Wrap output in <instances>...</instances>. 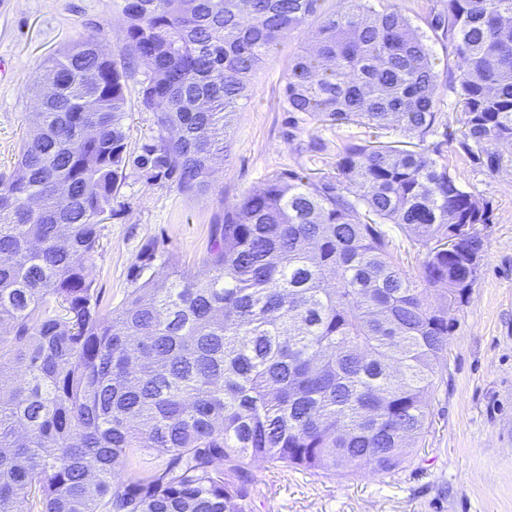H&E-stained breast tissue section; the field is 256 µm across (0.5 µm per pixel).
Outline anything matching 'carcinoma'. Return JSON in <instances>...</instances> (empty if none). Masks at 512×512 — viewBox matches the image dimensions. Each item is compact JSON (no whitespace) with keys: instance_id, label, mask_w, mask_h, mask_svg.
I'll return each instance as SVG.
<instances>
[{"instance_id":"carcinoma-1","label":"carcinoma","mask_w":512,"mask_h":512,"mask_svg":"<svg viewBox=\"0 0 512 512\" xmlns=\"http://www.w3.org/2000/svg\"><path fill=\"white\" fill-rule=\"evenodd\" d=\"M347 3L288 65L283 108L413 148L348 140L334 176L272 172L217 218L206 276L172 261L144 276L148 242L113 308L88 265L128 167L207 194L251 76L321 0L126 3L157 131L136 151L127 72L97 40L29 85L39 108L0 175V512H253L258 463L386 473L426 432L490 207L425 147L440 112L424 36L396 5ZM428 26L457 57L461 147L494 169L512 143V0H448ZM385 224L425 249L415 275ZM455 224L471 231L450 251ZM142 450L162 464L141 467Z\"/></svg>"}]
</instances>
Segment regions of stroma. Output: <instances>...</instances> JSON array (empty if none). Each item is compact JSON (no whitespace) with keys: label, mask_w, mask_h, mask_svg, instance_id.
I'll list each match as a JSON object with an SVG mask.
<instances>
[{"label":"stroma","mask_w":512,"mask_h":512,"mask_svg":"<svg viewBox=\"0 0 512 512\" xmlns=\"http://www.w3.org/2000/svg\"><path fill=\"white\" fill-rule=\"evenodd\" d=\"M395 2L436 58L440 122L426 144L447 160L463 190L492 209L490 223L478 227L485 251L466 302L449 313L453 329L437 366L430 425L402 467L334 476L264 464L253 486L254 512H512V145L501 148L494 170L463 151L448 87L455 57L427 25L444 0ZM124 5L125 0H0V172H11L18 158L33 110L28 85L44 74L50 57L83 37H98L116 63L127 67L130 147L155 135L153 114L140 102L150 70L124 49ZM344 5L345 0H324L305 27L270 49L248 97L235 109L229 155L215 166L208 194L187 195L127 169L105 223L103 248L90 266L103 305L123 300L147 242H156L158 259L201 274L226 205L260 189L277 169L314 180L335 174L336 152L346 139L373 140L362 126L289 124L283 108L289 60L309 45L325 15Z\"/></svg>","instance_id":"stroma-1"}]
</instances>
